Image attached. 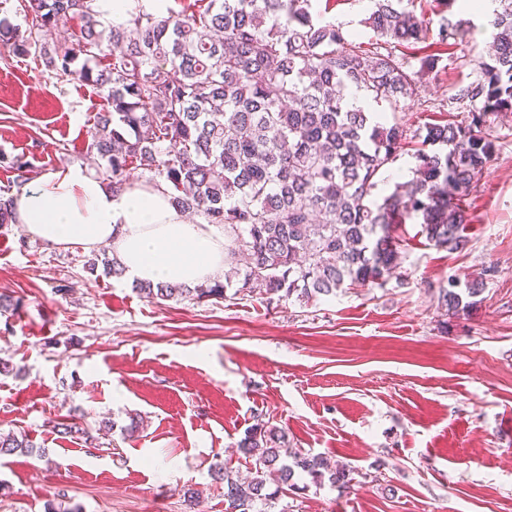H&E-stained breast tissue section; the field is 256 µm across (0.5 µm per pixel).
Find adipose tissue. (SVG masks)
I'll use <instances>...</instances> for the list:
<instances>
[{
	"instance_id": "obj_1",
	"label": "adipose tissue",
	"mask_w": 512,
	"mask_h": 512,
	"mask_svg": "<svg viewBox=\"0 0 512 512\" xmlns=\"http://www.w3.org/2000/svg\"><path fill=\"white\" fill-rule=\"evenodd\" d=\"M14 223L55 247L109 244L134 283L194 286L224 278V230L174 206L166 185L115 192L95 172L71 165L20 186Z\"/></svg>"
}]
</instances>
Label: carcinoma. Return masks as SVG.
<instances>
[{
	"label": "carcinoma",
	"mask_w": 512,
	"mask_h": 512,
	"mask_svg": "<svg viewBox=\"0 0 512 512\" xmlns=\"http://www.w3.org/2000/svg\"><path fill=\"white\" fill-rule=\"evenodd\" d=\"M94 2L21 0L31 23L23 29L0 17V46L16 57L35 51L58 80L107 92L109 109L93 117L87 153L112 191L142 169L166 185L180 212L224 225L225 283L137 284L146 297L217 300L235 283L238 294L307 304L344 288H382L400 268L397 231L408 219L437 249L468 244L465 197L496 151L483 127L512 110V0L494 10L489 60L449 98L469 106L470 123L426 124L414 176L379 201L380 174L397 157L403 130L351 103L347 90L393 113L413 97L415 65L387 47L426 39L424 15L398 7L402 0H375L365 24L376 42L366 49L344 26L314 18L311 0H200L190 12L139 10L119 25L101 19ZM67 24L69 38L48 40ZM467 32L449 24L438 44L446 49ZM8 168L23 182L31 163L15 155ZM12 204L10 189H0V226L12 223ZM100 266L123 276L104 252L88 270ZM481 291L476 280L463 288L451 280L439 303L458 317ZM33 448L25 434L0 433V455ZM237 448L250 477L226 462L212 465L224 512L278 504L288 512L280 500L306 490L297 482L304 474L339 489L355 480L350 467L331 469L319 455L288 448L285 434L264 421Z\"/></svg>",
	"instance_id": "1"
}]
</instances>
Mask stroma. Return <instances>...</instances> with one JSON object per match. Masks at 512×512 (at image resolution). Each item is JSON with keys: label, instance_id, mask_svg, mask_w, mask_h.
Returning a JSON list of instances; mask_svg holds the SVG:
<instances>
[{"label": "stroma", "instance_id": "1", "mask_svg": "<svg viewBox=\"0 0 512 512\" xmlns=\"http://www.w3.org/2000/svg\"><path fill=\"white\" fill-rule=\"evenodd\" d=\"M437 41L465 21L467 42L418 75L397 119L406 138L383 173H412L422 127L446 118L473 81L490 31L458 0H415ZM315 12L372 42L364 0H318ZM107 101L93 87L58 81L38 55L0 47V153L27 155L33 177L88 164L89 121ZM497 150L466 200L465 250L430 246L407 221L400 276L303 304L260 296L148 299L126 278L89 272L88 252L57 248L19 225L0 227V293L19 298L0 322V432L24 433L38 455H0V512H44L66 495L84 512H224L215 461L244 468L238 441L258 419L289 447L361 472L342 491L309 486L290 512H512V112L491 123ZM482 281L468 314L438 302L449 279ZM84 415L91 441L57 432ZM144 426L123 435L131 414ZM201 493L199 506L180 489Z\"/></svg>", "mask_w": 512, "mask_h": 512}]
</instances>
